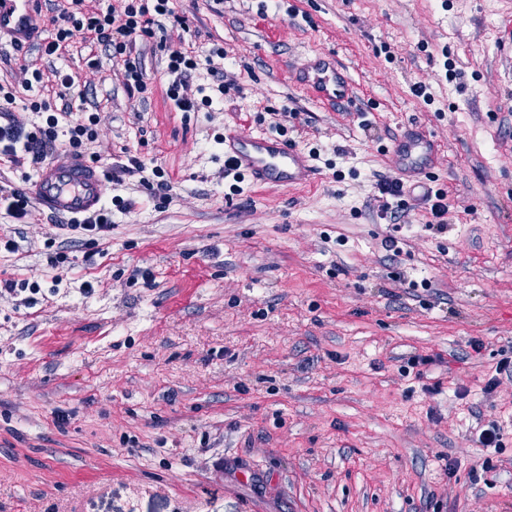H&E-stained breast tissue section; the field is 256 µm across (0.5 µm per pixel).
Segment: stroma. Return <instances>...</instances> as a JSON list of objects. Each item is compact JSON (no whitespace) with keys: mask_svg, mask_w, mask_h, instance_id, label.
<instances>
[{"mask_svg":"<svg viewBox=\"0 0 512 512\" xmlns=\"http://www.w3.org/2000/svg\"><path fill=\"white\" fill-rule=\"evenodd\" d=\"M60 6L0 47V85L26 130L34 101L98 113L84 156L132 207L106 237L0 212V512H512V0H170L132 51L141 94L93 36L45 54ZM178 45L191 87L240 93L180 111ZM331 56L356 91L338 110L290 78ZM278 122L319 151L313 183L230 194L225 129ZM414 125L439 143L441 230L420 203L382 217ZM191 53L192 51L189 52L179 46L172 49L169 54L168 70L170 75L174 76V79L169 83L166 94L171 100L175 101L176 106L183 112L194 111L199 108L200 104L212 103V99L208 96H203L199 103L185 81L188 71L195 69L197 65Z\"/></svg>","mask_w":512,"mask_h":512,"instance_id":"1","label":"stroma"}]
</instances>
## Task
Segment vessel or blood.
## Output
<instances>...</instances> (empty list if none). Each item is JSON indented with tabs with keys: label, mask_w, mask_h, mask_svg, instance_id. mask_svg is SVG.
I'll return each mask as SVG.
<instances>
[{
	"label": "vessel or blood",
	"mask_w": 512,
	"mask_h": 512,
	"mask_svg": "<svg viewBox=\"0 0 512 512\" xmlns=\"http://www.w3.org/2000/svg\"><path fill=\"white\" fill-rule=\"evenodd\" d=\"M36 0H0V35L22 44L35 37ZM319 105L337 108L354 98L351 81L336 61L316 60L296 75ZM435 142L426 133L411 131L396 139L393 153L404 176L417 179L426 173ZM224 157L253 183L288 189L309 183L315 174L312 156L295 144L263 133L228 129L224 132ZM107 173L96 164L69 154L57 157L38 171L27 191L44 210L67 218H79L102 207Z\"/></svg>",
	"instance_id": "vessel-or-blood-1"
}]
</instances>
